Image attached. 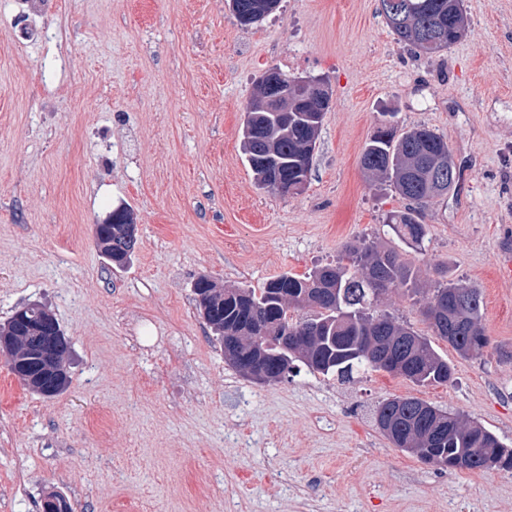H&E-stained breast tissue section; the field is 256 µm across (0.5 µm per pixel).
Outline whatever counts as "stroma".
<instances>
[{
	"label": "stroma",
	"instance_id": "obj_1",
	"mask_svg": "<svg viewBox=\"0 0 512 512\" xmlns=\"http://www.w3.org/2000/svg\"><path fill=\"white\" fill-rule=\"evenodd\" d=\"M378 0H281L241 27L224 0H64L19 41L0 4V324L33 301L70 342L66 391L26 389L0 355V512H512V470L448 471L379 433L375 408L414 396L512 448V0H463L469 30L437 58L397 43ZM328 81L310 181L260 188L240 150L255 80ZM443 134L457 188L426 210L416 268L479 289L490 345L445 386L371 371L348 381L295 363L259 384L224 359L192 285L261 287L392 245L406 201L360 170L382 113ZM126 203L130 264L92 227Z\"/></svg>",
	"mask_w": 512,
	"mask_h": 512
}]
</instances>
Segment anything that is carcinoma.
Instances as JSON below:
<instances>
[{"instance_id":"cac0c4a2","label":"carcinoma","mask_w":512,"mask_h":512,"mask_svg":"<svg viewBox=\"0 0 512 512\" xmlns=\"http://www.w3.org/2000/svg\"><path fill=\"white\" fill-rule=\"evenodd\" d=\"M234 2L238 13L254 17V24L266 16V0ZM379 13L398 43L431 57L448 51L468 28L462 0H379ZM324 116L311 94L294 98L286 112L275 111L258 93L252 94L241 143L261 188L281 196L306 188ZM382 116L385 120L362 150L360 167L371 183L391 186L411 202L390 214L388 223L400 240L419 247L428 234L423 211L453 188L456 164L443 135L424 124L399 132L389 120L393 113ZM131 220L129 206L121 203L112 209L111 227L99 247L102 255L130 261L137 245L125 229ZM433 270L439 278L426 288L397 249L360 238L344 243L334 264L303 275L285 272L259 288L223 290L202 277L197 283H205V323L212 330L224 329L217 335L219 342L240 336L228 357L239 373L286 354L289 361L323 375L347 377L358 368L385 371L417 386L447 385L454 381V368L429 337L389 314L372 312L400 290L415 299L432 335L462 358L481 355L490 340L482 325L480 291L449 279L444 265L435 263ZM260 331L267 336L262 346L251 339ZM28 335L13 318L0 327V336L13 337L5 353L11 372L34 393L44 394L45 385L62 393L70 383L63 364L68 346L44 357ZM425 404L416 397L387 399L373 420L388 417L399 436L393 445L405 452L408 444L416 445L418 457L440 469L485 472L489 459L499 469H512V448L500 446L493 432L451 411H443L444 418L437 420L423 409Z\"/></svg>"}]
</instances>
